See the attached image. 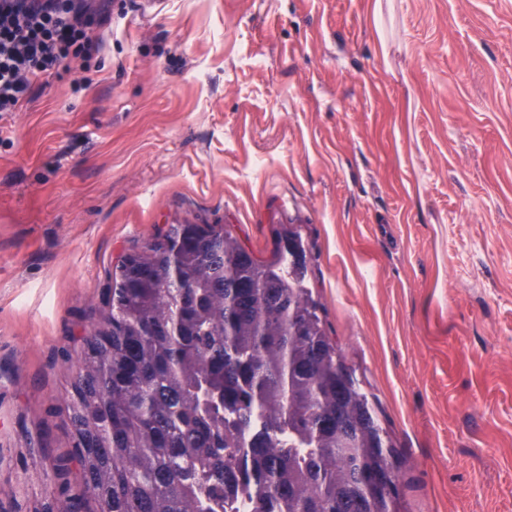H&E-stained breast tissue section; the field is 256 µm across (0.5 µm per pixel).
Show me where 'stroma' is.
Segmentation results:
<instances>
[{
  "instance_id": "35a3bbf8",
  "label": "stroma",
  "mask_w": 512,
  "mask_h": 512,
  "mask_svg": "<svg viewBox=\"0 0 512 512\" xmlns=\"http://www.w3.org/2000/svg\"><path fill=\"white\" fill-rule=\"evenodd\" d=\"M0 112V512L62 505L66 356L120 257L220 224L306 284L401 512H512V0H109Z\"/></svg>"
}]
</instances>
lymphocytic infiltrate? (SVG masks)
<instances>
[{"instance_id": "obj_1", "label": "lymphocytic infiltrate", "mask_w": 512, "mask_h": 512, "mask_svg": "<svg viewBox=\"0 0 512 512\" xmlns=\"http://www.w3.org/2000/svg\"><path fill=\"white\" fill-rule=\"evenodd\" d=\"M94 0H0V112L17 109L39 75L66 59L92 58L88 29Z\"/></svg>"}]
</instances>
